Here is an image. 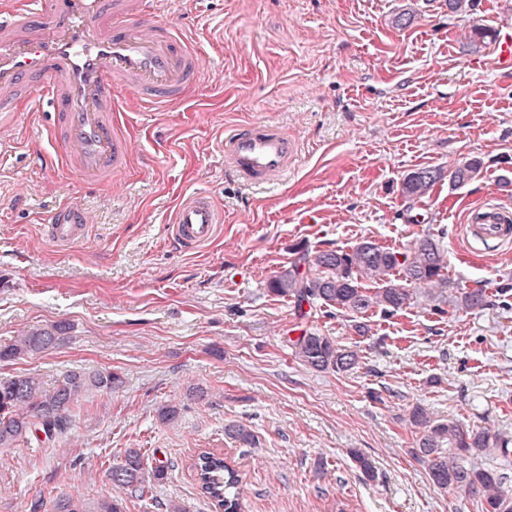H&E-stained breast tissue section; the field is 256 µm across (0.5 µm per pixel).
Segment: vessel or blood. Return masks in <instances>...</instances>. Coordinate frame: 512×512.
<instances>
[{"instance_id":"1","label":"vessel or blood","mask_w":512,"mask_h":512,"mask_svg":"<svg viewBox=\"0 0 512 512\" xmlns=\"http://www.w3.org/2000/svg\"><path fill=\"white\" fill-rule=\"evenodd\" d=\"M166 0H0V128L32 96L52 105L50 163L90 190L128 171L133 138L115 98L127 92L156 112L185 100L202 75L195 46L182 28L162 19ZM224 173L254 186L277 182L295 165L299 148L279 127L253 122L225 134ZM87 222L74 204L56 208L42 227L58 244L81 238ZM224 211L207 192L184 194L166 225L185 250L212 240ZM478 242L512 241V218L497 208L469 225Z\"/></svg>"}]
</instances>
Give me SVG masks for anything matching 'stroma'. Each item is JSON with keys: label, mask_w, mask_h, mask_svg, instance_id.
<instances>
[{"label": "stroma", "mask_w": 512, "mask_h": 512, "mask_svg": "<svg viewBox=\"0 0 512 512\" xmlns=\"http://www.w3.org/2000/svg\"><path fill=\"white\" fill-rule=\"evenodd\" d=\"M413 16L395 26L404 10ZM164 18L197 28L204 76L188 101L132 115L134 158L111 185L86 189L35 152L47 106L30 99L0 153V347L64 321L55 348L0 361V378L40 373L49 385L76 368L118 373L110 394L54 438L0 448V512H50L54 496L111 494L109 469L141 449L167 475L146 495L123 491L126 512H214L192 464L224 455L243 478L245 512H478L476 496L435 486L411 455L414 406L512 442V244L463 237L490 204L512 211V73L494 40L468 51L473 26L512 32V0L470 14L446 0H167ZM281 126L300 148L295 167L262 188L224 177L218 145L251 121ZM483 173L459 189L441 181L407 222L403 176L465 157ZM211 193L221 233L192 252L167 240L177 199ZM90 215L83 238L58 246L39 215L65 202ZM441 238L447 274L480 289L484 308L437 312L424 298L398 312L350 316L314 304L299 315L267 287L301 249L370 239L406 249ZM311 329L361 358L347 373L317 372L290 341ZM179 408L165 424L157 408ZM245 424L254 446L225 426ZM357 449L375 466L366 478Z\"/></svg>", "instance_id": "35a3bbf8"}]
</instances>
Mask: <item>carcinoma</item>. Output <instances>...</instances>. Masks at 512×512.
Wrapping results in <instances>:
<instances>
[{
    "instance_id": "1",
    "label": "carcinoma",
    "mask_w": 512,
    "mask_h": 512,
    "mask_svg": "<svg viewBox=\"0 0 512 512\" xmlns=\"http://www.w3.org/2000/svg\"><path fill=\"white\" fill-rule=\"evenodd\" d=\"M483 161L478 157L460 160L450 174L454 187L478 178ZM445 179L443 168H421L406 173L400 184L401 195L413 204L425 198ZM447 259L441 241L431 234L417 238L406 251L391 250L371 240H362L349 250L302 251L291 266L273 277L268 288L278 296L303 303L321 302L355 318L376 308L392 315L412 298V291L440 307L472 311L486 305L482 291H450L444 276ZM61 323L28 331L4 347L0 360L8 361L47 350L60 340ZM294 357L317 371L346 372L359 362L355 352L317 332L305 331L291 341ZM121 378L111 371L74 370L64 382L48 386L37 373H24L0 379V447L12 448L43 431L50 437L65 430L67 419L79 405V398L91 390L110 391ZM420 438L411 449L414 458L426 466L433 483L444 490H465L481 499L482 512H512V492L504 488V477L490 467H481L472 458L493 451L509 456L508 443L487 430L467 427L459 421L432 417L422 406L410 414ZM225 434L242 444H252L254 435L243 424H233ZM356 466L368 478H375L372 461L356 449L350 450ZM202 494L222 512H242L244 487L238 470L224 457L211 451L198 454L194 464ZM164 466H150L141 450L128 448L110 471L113 486L132 488L141 493L155 481L164 479ZM51 512H125L123 498L112 495L93 503L73 496L52 499Z\"/></svg>"
}]
</instances>
